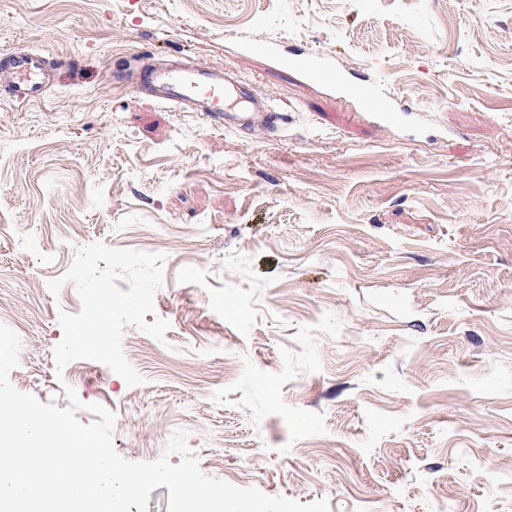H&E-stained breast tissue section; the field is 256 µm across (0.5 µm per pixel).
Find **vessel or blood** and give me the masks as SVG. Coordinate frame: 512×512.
Instances as JSON below:
<instances>
[{
    "mask_svg": "<svg viewBox=\"0 0 512 512\" xmlns=\"http://www.w3.org/2000/svg\"><path fill=\"white\" fill-rule=\"evenodd\" d=\"M0 66L12 76L6 89L9 96L24 102L45 97L49 72L41 53L15 52L1 58ZM140 81L142 88L160 102L218 121L228 132L266 130L278 121L267 98H254L245 84L231 82L223 73L200 64L165 69L147 66ZM230 99L241 100L243 109H226Z\"/></svg>",
    "mask_w": 512,
    "mask_h": 512,
    "instance_id": "vessel-or-blood-1",
    "label": "vessel or blood"
}]
</instances>
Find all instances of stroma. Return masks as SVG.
Returning a JSON list of instances; mask_svg holds the SVG:
<instances>
[{
	"label": "stroma",
	"instance_id": "obj_1",
	"mask_svg": "<svg viewBox=\"0 0 512 512\" xmlns=\"http://www.w3.org/2000/svg\"><path fill=\"white\" fill-rule=\"evenodd\" d=\"M34 49L43 102L0 97L16 389L112 411L128 460L179 464L182 430L204 474L331 512H512V0H0V55ZM175 58L274 94L279 137L139 89ZM94 242L165 256L134 387L56 366L81 301L48 283Z\"/></svg>",
	"mask_w": 512,
	"mask_h": 512
}]
</instances>
